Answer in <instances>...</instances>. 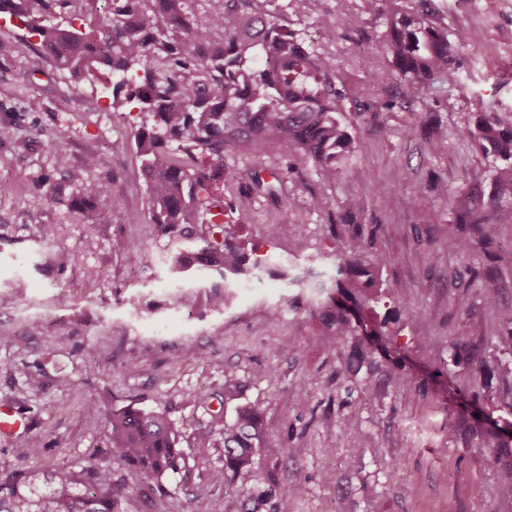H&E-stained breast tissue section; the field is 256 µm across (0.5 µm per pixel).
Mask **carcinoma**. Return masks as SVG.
<instances>
[{"mask_svg":"<svg viewBox=\"0 0 512 512\" xmlns=\"http://www.w3.org/2000/svg\"><path fill=\"white\" fill-rule=\"evenodd\" d=\"M106 7L101 8L98 2ZM190 0H0V15L20 23L19 40H0V57L30 46L29 70L50 66L93 79H112V106L136 101L149 121L132 132L146 181V223L172 240L202 242L204 266L224 274L248 271L249 257L234 242L224 215V157L246 150L261 157L273 144L289 156L310 160L326 175L356 152L336 88V62L288 28L275 0H224L200 31ZM388 30L384 49L411 89L425 90L448 78L455 44L448 29L427 11H410L399 0H371ZM467 133L491 159V203L458 207L455 223L472 224L493 239L512 226V109L481 116ZM256 170L252 189L274 194ZM80 192L69 207L108 223L101 203L112 186L77 177ZM339 263L327 304L336 309L337 336H379L384 323L372 306L377 260L354 238L336 250ZM113 460H95L78 471L52 469L0 475V512H122L125 485L112 464L160 476L180 469V437L188 421L128 405L106 417ZM224 468L213 479L249 469L254 450L281 451L265 441L262 416L240 407L217 416Z\"/></svg>","mask_w":512,"mask_h":512,"instance_id":"carcinoma-1","label":"carcinoma"}]
</instances>
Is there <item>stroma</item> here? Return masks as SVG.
<instances>
[{"label": "stroma", "mask_w": 512, "mask_h": 512, "mask_svg": "<svg viewBox=\"0 0 512 512\" xmlns=\"http://www.w3.org/2000/svg\"><path fill=\"white\" fill-rule=\"evenodd\" d=\"M427 7L458 48V83L404 86L366 0H275L290 28L336 59V85L359 148L336 176L289 161L224 159V221L250 257L288 258L307 284L253 268L245 298L224 277L175 276L170 239L145 223L146 184L131 147L145 116L113 108L103 83L27 71V47L0 59V400L27 420L0 436V474L32 465L82 468L111 458L104 417L131 403L191 419L176 473L116 468L123 512H512L499 481L512 468V226L464 254L448 248L457 205L487 186L490 161L464 127L512 108V0H406ZM335 28L325 30L321 19ZM440 123L442 151L409 126ZM104 154L109 163L93 164ZM287 169L275 195L251 171ZM112 185V219L72 211L74 173ZM61 200H45L41 185ZM332 198L330 211L309 205ZM247 207H239L240 198ZM275 225V234L266 226ZM360 237L378 258L384 333L336 335L314 289L336 243ZM139 243L130 264L114 240ZM248 406L276 456L212 481L224 466L216 413Z\"/></svg>", "instance_id": "obj_1"}]
</instances>
